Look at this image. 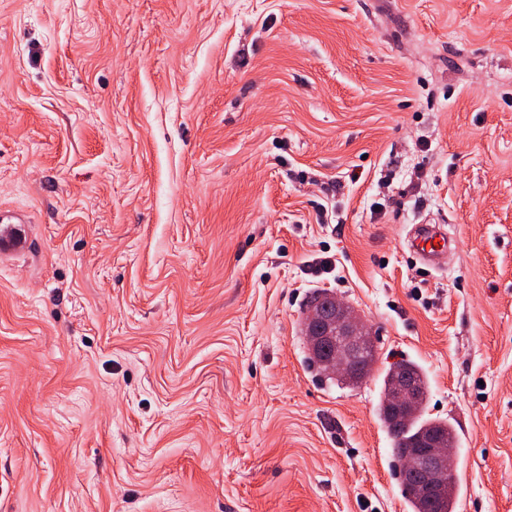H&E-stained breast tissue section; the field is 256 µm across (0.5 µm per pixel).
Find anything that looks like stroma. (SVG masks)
Returning <instances> with one entry per match:
<instances>
[{"mask_svg": "<svg viewBox=\"0 0 512 512\" xmlns=\"http://www.w3.org/2000/svg\"><path fill=\"white\" fill-rule=\"evenodd\" d=\"M1 210L0 512H411L404 359L456 512H512V0H0ZM318 289L358 388L305 363ZM0 258L13 256L28 250L30 237L24 222H14L0 217ZM406 246L427 266L442 268L447 263L448 237L439 224L414 225ZM328 295L336 306V318L322 321L319 310L314 307L308 309L304 317L305 328L309 330V325L314 327L319 324L321 327L314 331L320 333L325 329L323 336L313 335L311 330V336L307 337L308 346L314 350L323 342L333 343L335 356L324 365V373L347 385L356 386L363 381L361 372L370 371L377 361L373 334L350 305L329 292ZM331 377L328 378L333 379ZM399 369L415 376L424 386L425 402L420 410L404 423H400L396 416L390 413L384 405L385 392L393 378V367H390L382 380L381 400L379 403V416L383 426L392 438V456L398 470L402 491L413 512H456L457 495L456 484L449 488L440 501L432 504L422 500L411 493L414 476L405 464L413 465V455L407 450L403 456V448H408L411 441L430 432L439 433L447 442L456 444L457 434L448 420L426 417V399L428 393L427 375L424 369L415 361L405 360L397 364ZM403 457V462H402ZM421 401L419 388L414 382L396 384L387 394L386 405L405 411H412Z\"/></svg>", "mask_w": 512, "mask_h": 512, "instance_id": "stroma-1", "label": "stroma"}]
</instances>
